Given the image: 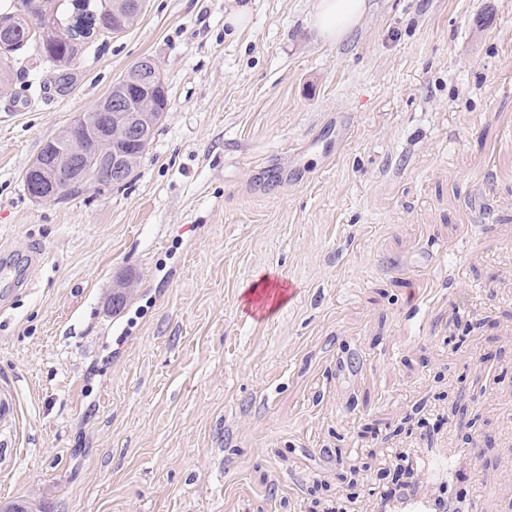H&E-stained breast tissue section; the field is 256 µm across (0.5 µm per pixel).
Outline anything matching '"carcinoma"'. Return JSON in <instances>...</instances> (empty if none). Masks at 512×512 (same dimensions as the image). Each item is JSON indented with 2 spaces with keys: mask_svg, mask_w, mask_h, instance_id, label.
<instances>
[{
  "mask_svg": "<svg viewBox=\"0 0 512 512\" xmlns=\"http://www.w3.org/2000/svg\"><path fill=\"white\" fill-rule=\"evenodd\" d=\"M66 0H16V4L0 11V86L14 78L12 55L30 48L63 75L79 51L100 36L113 33L112 17L131 9L140 17L144 0H75L78 10L71 16Z\"/></svg>",
  "mask_w": 512,
  "mask_h": 512,
  "instance_id": "cac0c4a2",
  "label": "carcinoma"
}]
</instances>
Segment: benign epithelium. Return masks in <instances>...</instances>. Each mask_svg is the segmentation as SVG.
Instances as JSON below:
<instances>
[{
  "label": "benign epithelium",
  "instance_id": "benign-epithelium-1",
  "mask_svg": "<svg viewBox=\"0 0 512 512\" xmlns=\"http://www.w3.org/2000/svg\"><path fill=\"white\" fill-rule=\"evenodd\" d=\"M168 98L161 70L144 58L116 89V96L102 101L95 112L82 119L83 135L75 142L64 138L50 144L32 172L37 174L28 194L40 201L65 198L73 190L115 184L135 163L125 149L132 135L148 146L157 117L156 105Z\"/></svg>",
  "mask_w": 512,
  "mask_h": 512
}]
</instances>
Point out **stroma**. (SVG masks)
Here are the masks:
<instances>
[{
    "instance_id": "obj_1",
    "label": "stroma",
    "mask_w": 512,
    "mask_h": 512,
    "mask_svg": "<svg viewBox=\"0 0 512 512\" xmlns=\"http://www.w3.org/2000/svg\"><path fill=\"white\" fill-rule=\"evenodd\" d=\"M369 3L333 45L315 0H146L64 85L17 54L0 261L33 274L0 288V512H378L397 473L512 512V0ZM144 57L169 106L131 181L30 197ZM265 280L297 293L257 321ZM473 447L444 483L405 465Z\"/></svg>"
}]
</instances>
